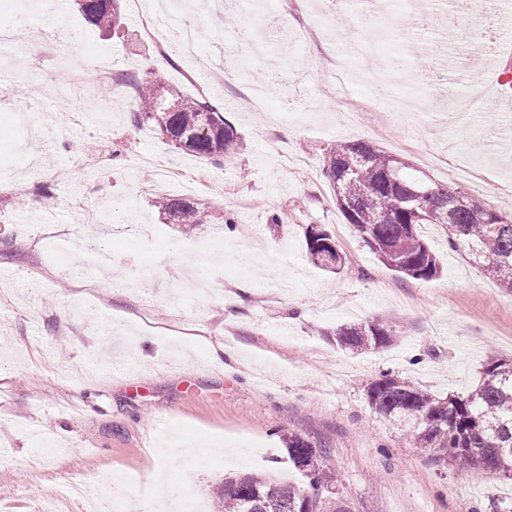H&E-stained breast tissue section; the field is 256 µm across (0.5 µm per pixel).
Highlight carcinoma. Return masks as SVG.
Returning a JSON list of instances; mask_svg holds the SVG:
<instances>
[{
    "mask_svg": "<svg viewBox=\"0 0 512 512\" xmlns=\"http://www.w3.org/2000/svg\"><path fill=\"white\" fill-rule=\"evenodd\" d=\"M77 5L93 26L108 27L117 19L116 0H77ZM134 89L135 124H149L177 147L207 160L227 159L242 149V137L224 118L220 103L189 96L161 75L135 80ZM322 174L346 223L390 270L415 280L438 277L439 261L420 228L441 224L455 231L452 247L463 249L512 293V218L493 210L484 215L479 203L459 189L432 183L405 161L360 143L336 144L322 163ZM156 206L176 224H202L209 218L235 225L221 211L201 217L188 198L161 196ZM306 245L316 266L335 274L344 270L345 257L327 231L308 229ZM396 337L394 319H376L339 328L336 344L359 352L385 348ZM367 397L375 414L413 425V442L448 464L512 480V359L489 360L465 395L440 398L386 373L370 384ZM286 452L305 478L304 486L270 476H239L224 481L218 507L224 512H336L329 505L337 478L327 457L296 434L288 435Z\"/></svg>",
    "mask_w": 512,
    "mask_h": 512,
    "instance_id": "cac0c4a2",
    "label": "carcinoma"
}]
</instances>
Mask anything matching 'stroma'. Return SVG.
<instances>
[{"instance_id": "35a3bbf8", "label": "stroma", "mask_w": 512, "mask_h": 512, "mask_svg": "<svg viewBox=\"0 0 512 512\" xmlns=\"http://www.w3.org/2000/svg\"><path fill=\"white\" fill-rule=\"evenodd\" d=\"M264 3L261 60L225 55L215 8L198 14V54L161 60L158 68L193 96L200 71L232 72L215 95L244 147L219 164L175 148L149 125H133L132 97L120 88L58 94L56 75L75 81L102 58L130 76H149L145 63L160 59L161 50L130 0H121L120 27L107 35L84 21L74 0H58L45 37L22 38L21 51L7 52L0 96L18 98L42 71L51 78L34 109L43 129L37 145L23 149L24 130L0 112V512H37L62 483L101 489L123 475L136 479L123 490L125 512H136L148 495L163 492L145 488L164 462L163 449L192 445L208 448L207 457L181 460L171 484L175 493L190 488L210 502L227 478H287L283 439L291 433L325 450L344 512H496L512 505V480L437 461L367 401L369 385L386 372L440 397L471 391L489 357L512 358V293L451 249L439 225L422 226L421 234L440 276L424 282L396 275L353 234L321 174L336 143L364 142L512 216V200L500 193L501 184L512 183V132L483 137L444 113L421 112L386 138L353 119L378 78L399 93L422 91L408 77L428 65L441 33L399 27L409 0H396L392 15L377 19L365 0H348L345 29L335 15L317 14L311 0ZM298 22L332 28L335 47L298 49ZM367 40L377 67L362 77L337 76L326 60L331 50ZM48 41L55 56L45 69L29 67ZM287 56L294 66L271 85L265 112H255L250 70ZM287 101L306 103L303 118H287ZM271 140L278 154L269 153ZM144 155L175 170L168 195L232 211L240 231L165 223L155 206L158 186L144 184L156 174L141 163ZM22 212L46 220L18 223ZM275 213L280 223H271ZM311 226L327 230L345 256L341 274L310 260ZM57 241L67 242V251H49ZM193 242L219 255V277L240 290L233 316L224 312L225 285L202 296L179 288L190 271L182 247ZM92 248L111 251V272L81 263ZM387 317L398 323L391 346L357 353L337 347L340 327ZM108 319L123 326L133 375L75 374V366L103 355ZM219 344L229 364L212 359ZM162 415L169 421L156 427Z\"/></svg>"}]
</instances>
